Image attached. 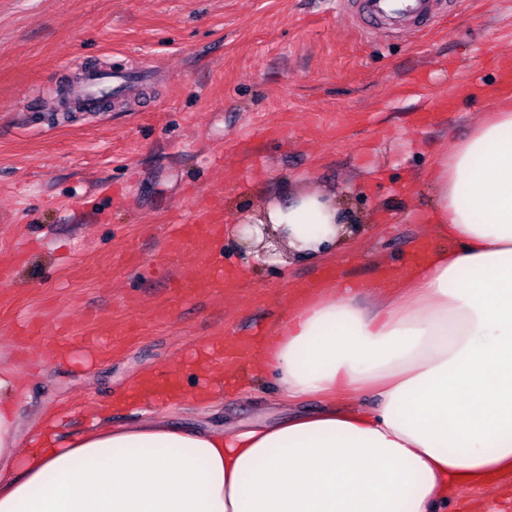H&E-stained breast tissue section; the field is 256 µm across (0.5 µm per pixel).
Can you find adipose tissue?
<instances>
[{"label": "adipose tissue", "mask_w": 512, "mask_h": 512, "mask_svg": "<svg viewBox=\"0 0 512 512\" xmlns=\"http://www.w3.org/2000/svg\"><path fill=\"white\" fill-rule=\"evenodd\" d=\"M430 191L439 243L402 291L309 297L265 343L282 393L314 411L234 432L106 425L62 448L46 433L25 456L26 387L0 369V512H437L512 474L511 107L440 157ZM258 221L306 260L349 225L315 185L261 204Z\"/></svg>", "instance_id": "adipose-tissue-1"}]
</instances>
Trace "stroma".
I'll return each mask as SVG.
<instances>
[{
    "mask_svg": "<svg viewBox=\"0 0 512 512\" xmlns=\"http://www.w3.org/2000/svg\"><path fill=\"white\" fill-rule=\"evenodd\" d=\"M494 54L512 57V0H457L433 29L392 36L365 34L336 0H0V368L27 385L19 447L34 450L49 422L63 440L101 422L227 429L286 417L292 405L257 359L212 403L197 399L194 354L271 332L296 290L326 293L330 266L365 291L390 269V291L401 288L416 244L437 241L433 167L493 109ZM76 62L147 66L152 84L50 120L44 103ZM413 82L422 98L402 96ZM451 93L455 111L415 124V109ZM351 112L366 118L347 125ZM311 184L358 218L343 248L274 267L241 250L232 218ZM199 192L222 200L224 237L208 253L171 252L163 227ZM206 259L250 273L222 294L174 292ZM88 308L139 335L93 360ZM32 319L72 324L68 357L17 349ZM175 366L180 397L127 402L142 377ZM456 496L473 512H512V476Z\"/></svg>",
    "mask_w": 512,
    "mask_h": 512,
    "instance_id": "1",
    "label": "stroma"
}]
</instances>
